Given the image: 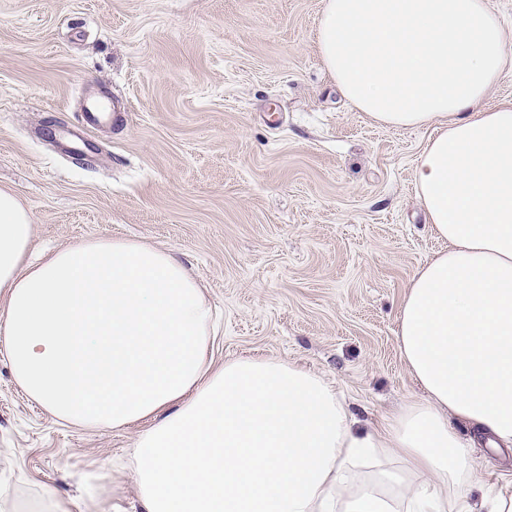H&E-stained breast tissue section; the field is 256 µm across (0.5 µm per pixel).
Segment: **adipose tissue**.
<instances>
[{
  "label": "adipose tissue",
  "mask_w": 512,
  "mask_h": 512,
  "mask_svg": "<svg viewBox=\"0 0 512 512\" xmlns=\"http://www.w3.org/2000/svg\"><path fill=\"white\" fill-rule=\"evenodd\" d=\"M315 37L358 111L433 131L415 183L448 247L414 273L397 330L426 400L364 428L310 369L214 366L213 307L170 251L93 239L32 258L3 189L0 353L55 418L140 425L141 512H512V481L471 496L475 436L512 446V105H484L512 65L502 22L487 0H324Z\"/></svg>",
  "instance_id": "adipose-tissue-1"
}]
</instances>
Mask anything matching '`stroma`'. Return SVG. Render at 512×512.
<instances>
[{"instance_id":"stroma-1","label":"stroma","mask_w":512,"mask_h":512,"mask_svg":"<svg viewBox=\"0 0 512 512\" xmlns=\"http://www.w3.org/2000/svg\"><path fill=\"white\" fill-rule=\"evenodd\" d=\"M323 0H0V188L33 249L89 238L171 251L218 319L215 364L294 362L334 381L362 425L422 391L396 332L415 271L444 249L414 176L429 130L347 103L315 40ZM112 105L85 126L86 99ZM136 428L62 423L0 356V495L53 491L138 512ZM112 492H118V487L112 480V489L105 484L98 475L91 474L85 481L84 499L88 510L85 512H98L97 508Z\"/></svg>"}]
</instances>
